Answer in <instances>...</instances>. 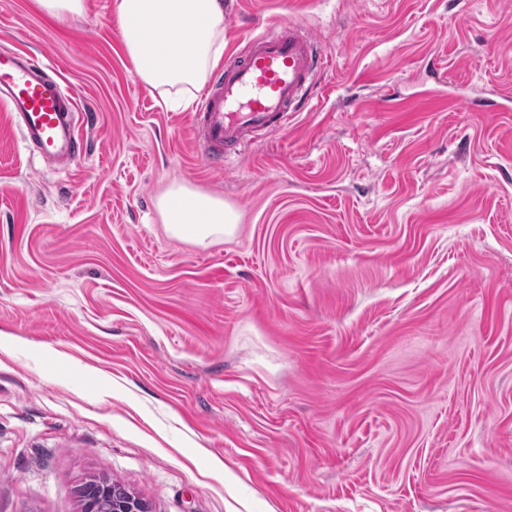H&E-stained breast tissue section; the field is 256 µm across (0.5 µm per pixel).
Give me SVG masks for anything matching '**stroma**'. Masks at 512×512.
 <instances>
[{
  "label": "stroma",
  "mask_w": 512,
  "mask_h": 512,
  "mask_svg": "<svg viewBox=\"0 0 512 512\" xmlns=\"http://www.w3.org/2000/svg\"><path fill=\"white\" fill-rule=\"evenodd\" d=\"M113 0H0L81 91L59 174L0 104V512H512L507 0H224V53L299 20L310 105L224 168L127 59ZM174 183L232 236L171 237ZM224 464L215 478L212 459ZM157 210L173 237L189 239L198 245L232 234L239 223L238 212L223 199L179 183L172 184L159 196ZM99 480L93 479L84 483L80 488V498H89L99 492ZM107 494L123 498L112 497L109 500L104 496L105 491L100 490L96 498L86 499L81 504V512H147L145 503L136 495L129 492L121 485L108 482ZM129 494V495H128ZM128 497H124L127 496Z\"/></svg>",
  "instance_id": "35a3bbf8"
}]
</instances>
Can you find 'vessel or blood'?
I'll return each mask as SVG.
<instances>
[{"instance_id": "obj_1", "label": "vessel or blood", "mask_w": 512, "mask_h": 512, "mask_svg": "<svg viewBox=\"0 0 512 512\" xmlns=\"http://www.w3.org/2000/svg\"><path fill=\"white\" fill-rule=\"evenodd\" d=\"M327 60L295 21H277L253 37L245 55L226 62L205 87L190 117L205 146V159L223 166L261 135L288 126L309 99L313 79ZM0 102L26 146L44 164L70 171L84 154L79 95L53 67L19 49H0Z\"/></svg>"}]
</instances>
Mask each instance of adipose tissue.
<instances>
[{
  "label": "adipose tissue",
  "mask_w": 512,
  "mask_h": 512,
  "mask_svg": "<svg viewBox=\"0 0 512 512\" xmlns=\"http://www.w3.org/2000/svg\"><path fill=\"white\" fill-rule=\"evenodd\" d=\"M122 44L142 83L189 106L224 54V0H114ZM168 232L207 244L232 234L238 212L223 199L172 184L157 200Z\"/></svg>",
  "instance_id": "ef3b65f1"
}]
</instances>
